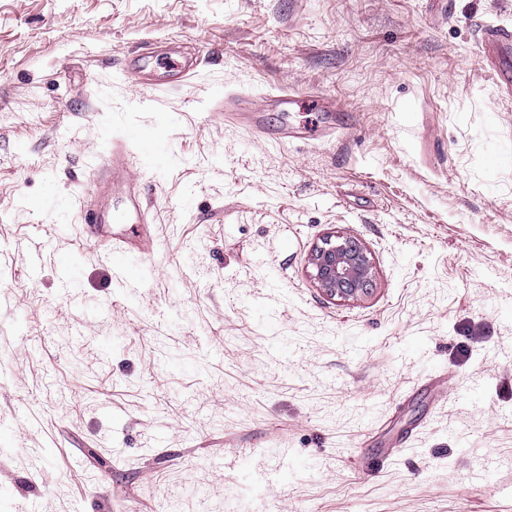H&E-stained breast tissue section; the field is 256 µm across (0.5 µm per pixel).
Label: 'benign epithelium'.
<instances>
[{
  "label": "benign epithelium",
  "instance_id": "7a95c632",
  "mask_svg": "<svg viewBox=\"0 0 512 512\" xmlns=\"http://www.w3.org/2000/svg\"><path fill=\"white\" fill-rule=\"evenodd\" d=\"M313 277L330 297L355 298L367 291L373 265L362 242L353 236L331 235L312 254Z\"/></svg>",
  "mask_w": 512,
  "mask_h": 512
}]
</instances>
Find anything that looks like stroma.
<instances>
[{
  "instance_id": "stroma-1",
  "label": "stroma",
  "mask_w": 512,
  "mask_h": 512,
  "mask_svg": "<svg viewBox=\"0 0 512 512\" xmlns=\"http://www.w3.org/2000/svg\"><path fill=\"white\" fill-rule=\"evenodd\" d=\"M483 22L512 0H0V512H512V96ZM152 46L189 79L136 74ZM280 89L338 111L256 131ZM129 128L155 272L124 283L75 225ZM334 234L371 258L358 298L312 276Z\"/></svg>"
}]
</instances>
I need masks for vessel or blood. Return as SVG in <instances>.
<instances>
[{
  "label": "vessel or blood",
  "instance_id": "vessel-or-blood-1",
  "mask_svg": "<svg viewBox=\"0 0 512 512\" xmlns=\"http://www.w3.org/2000/svg\"><path fill=\"white\" fill-rule=\"evenodd\" d=\"M479 36L485 49L501 63L499 78L505 91L512 92V28L487 23L481 25ZM89 177L91 184L111 186L121 204L113 209H103L90 200H83L79 215L83 235L104 249L113 267H124L127 258L133 254L140 257L143 265H150L154 254L152 240L124 227L130 217L141 224L149 220L140 177L128 172L117 161L109 165L92 162Z\"/></svg>",
  "mask_w": 512,
  "mask_h": 512
}]
</instances>
